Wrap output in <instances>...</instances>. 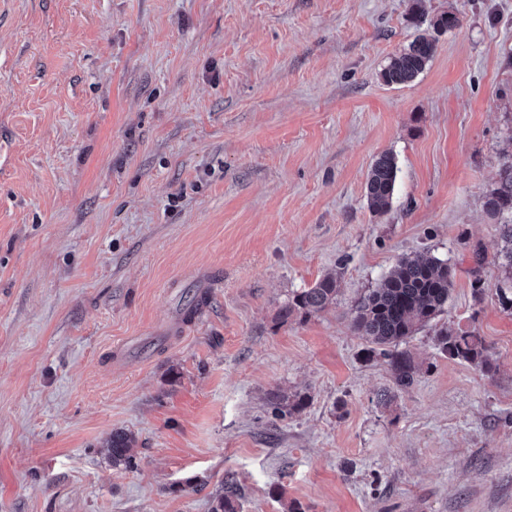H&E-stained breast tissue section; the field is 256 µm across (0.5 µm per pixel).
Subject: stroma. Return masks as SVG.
Wrapping results in <instances>:
<instances>
[{
  "instance_id": "obj_1",
  "label": "stroma",
  "mask_w": 512,
  "mask_h": 512,
  "mask_svg": "<svg viewBox=\"0 0 512 512\" xmlns=\"http://www.w3.org/2000/svg\"><path fill=\"white\" fill-rule=\"evenodd\" d=\"M411 4L0 0V512H211L229 481L239 512H512L483 209L512 147V0H422L462 25L389 86ZM415 253L455 282L385 407L354 304ZM328 273L335 303L281 322ZM445 327L494 372L442 353ZM276 394L306 401L278 416ZM397 172L398 167L393 155L382 154L375 160L365 189L367 203L373 213L383 214L390 208ZM135 437L132 433L125 431H115L109 440V448L112 455L113 465H129L132 461L130 454Z\"/></svg>"
}]
</instances>
